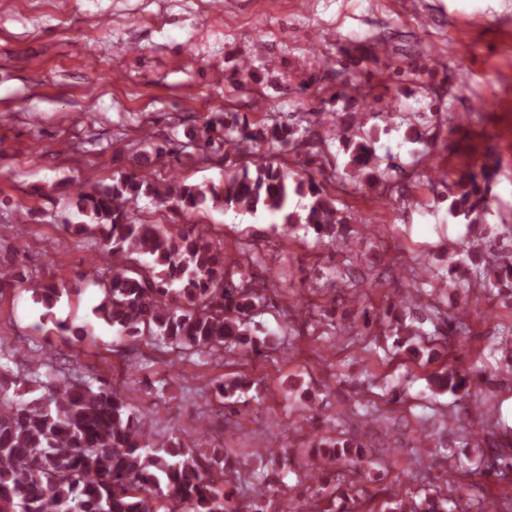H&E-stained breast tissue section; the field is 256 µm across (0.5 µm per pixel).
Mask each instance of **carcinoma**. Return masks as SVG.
<instances>
[{
  "label": "carcinoma",
  "instance_id": "carcinoma-1",
  "mask_svg": "<svg viewBox=\"0 0 512 512\" xmlns=\"http://www.w3.org/2000/svg\"><path fill=\"white\" fill-rule=\"evenodd\" d=\"M340 128L350 152L346 175L357 184L371 177L366 169L372 149L355 140L359 119L342 120ZM302 141L294 125L276 124L267 137L246 122H227L218 112L208 119L199 140L176 142L171 154L178 161L198 149L256 155L252 165L224 175L223 182L196 186L173 179L160 188L151 179L152 164L163 158L155 149L137 153L132 171L110 186L72 190L84 220L68 227L90 235L93 245H103L112 258L106 271L92 262L82 274L104 291L95 308L97 317L129 336H159L184 349L212 351L251 343L248 320L254 300L262 295L238 290L224 266V250L194 224L176 233L156 224H137L131 206L143 194L186 212L210 201L244 213L269 212L285 228L302 224L318 237L334 240L343 220L321 183L311 174L291 180L288 169L258 154L264 144L296 150ZM448 194L453 196L449 207L453 217L485 224L475 172L449 183ZM295 195L310 197L300 212L291 208ZM134 254L150 262L136 268ZM469 260L468 280L480 284L491 297L504 292L512 296L511 263L492 269L473 256ZM5 287L27 288L34 301L49 310L65 291L62 284L28 283L15 273L0 276V290ZM56 329L73 344L87 336L85 328L65 321L58 322ZM45 366L42 361L31 366L21 380L27 389H46L42 397L0 403V512H178L183 504L191 512H268L261 498L234 502L216 489L228 463L223 449L214 448L203 456L172 437L159 440L129 412L122 392L75 376L44 382ZM469 382L468 373L455 367L434 375V384L452 393L468 389ZM318 446L329 451L308 458V479L316 480L338 462L351 474L362 473L364 449L369 447L363 440H322ZM161 497L169 507L159 506ZM394 503L388 512H444L437 504L425 507L412 496L396 497Z\"/></svg>",
  "mask_w": 512,
  "mask_h": 512
}]
</instances>
